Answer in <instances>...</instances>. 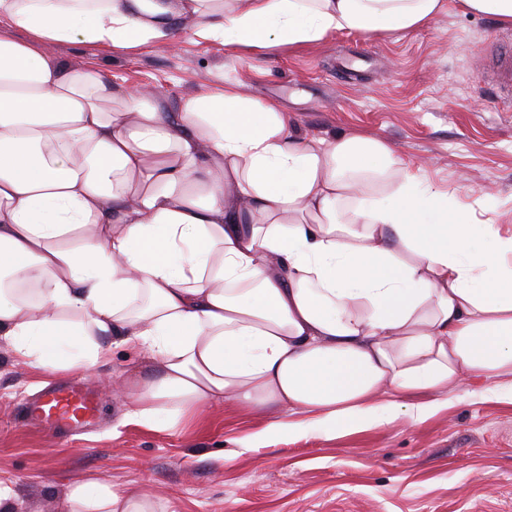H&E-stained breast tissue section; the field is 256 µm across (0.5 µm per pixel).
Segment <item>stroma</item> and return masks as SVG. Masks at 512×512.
<instances>
[{
  "label": "stroma",
  "mask_w": 512,
  "mask_h": 512,
  "mask_svg": "<svg viewBox=\"0 0 512 512\" xmlns=\"http://www.w3.org/2000/svg\"><path fill=\"white\" fill-rule=\"evenodd\" d=\"M512 25L462 10L460 0L427 25L386 38L336 33L296 49L241 59L196 41L182 23L174 44L132 51L81 42L53 46L92 63L113 83L165 88L170 104L233 85L274 100L295 126L326 136L361 133L389 142L404 164L456 196L482 224L512 226V102L480 84L491 46ZM123 345L111 361L77 372L99 422L76 436L26 425L27 399L56 383L0 349V483L13 512H56L67 486L93 477L134 490L158 512H512V402L452 389L422 421L399 416L351 432L281 435L250 448L239 438L274 420L227 401L174 429L151 430L103 390L139 370Z\"/></svg>",
  "instance_id": "1"
}]
</instances>
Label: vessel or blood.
I'll return each instance as SVG.
<instances>
[{
    "label": "vessel or blood",
    "instance_id": "b4317fda",
    "mask_svg": "<svg viewBox=\"0 0 512 512\" xmlns=\"http://www.w3.org/2000/svg\"><path fill=\"white\" fill-rule=\"evenodd\" d=\"M482 82L492 83L499 93L512 98V51L496 54ZM97 411L92 394L77 385L44 390L30 405L29 413L37 422L59 431H74L87 426Z\"/></svg>",
    "mask_w": 512,
    "mask_h": 512
}]
</instances>
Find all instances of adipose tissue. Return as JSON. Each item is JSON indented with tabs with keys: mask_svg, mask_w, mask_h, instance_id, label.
<instances>
[{
	"mask_svg": "<svg viewBox=\"0 0 512 512\" xmlns=\"http://www.w3.org/2000/svg\"><path fill=\"white\" fill-rule=\"evenodd\" d=\"M444 0H0V347L49 373L150 366L120 394L169 429L231 399L309 429L419 420L449 387L512 399V232L477 223L386 141L297 135L233 86L114 85L50 46L200 42L248 57L420 28ZM59 512H153L107 483Z\"/></svg>",
	"mask_w": 512,
	"mask_h": 512,
	"instance_id": "1",
	"label": "adipose tissue"
}]
</instances>
